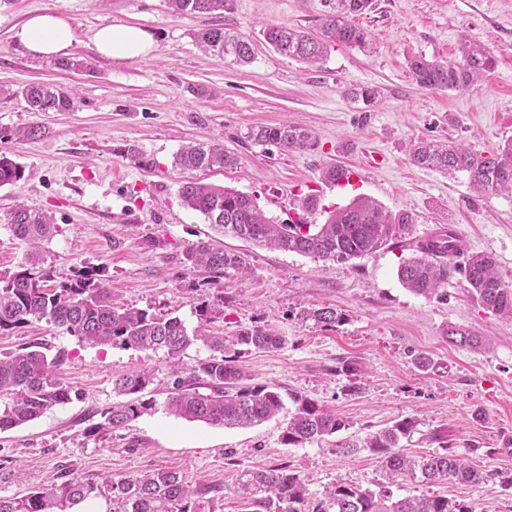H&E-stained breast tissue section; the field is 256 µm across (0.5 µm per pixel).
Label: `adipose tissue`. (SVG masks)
I'll return each mask as SVG.
<instances>
[{
  "instance_id": "ef3b65f1",
  "label": "adipose tissue",
  "mask_w": 512,
  "mask_h": 512,
  "mask_svg": "<svg viewBox=\"0 0 512 512\" xmlns=\"http://www.w3.org/2000/svg\"><path fill=\"white\" fill-rule=\"evenodd\" d=\"M18 42L32 55L69 56L74 35L68 21L56 13L34 14L15 32ZM97 51L117 60L147 57L154 49L152 35L131 24L116 23L101 27L94 35Z\"/></svg>"
}]
</instances>
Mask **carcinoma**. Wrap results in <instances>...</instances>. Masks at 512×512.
<instances>
[{
  "mask_svg": "<svg viewBox=\"0 0 512 512\" xmlns=\"http://www.w3.org/2000/svg\"><path fill=\"white\" fill-rule=\"evenodd\" d=\"M227 0H168L175 15H208L224 11ZM373 0H337L336 9L321 19L319 32L308 34L282 24L263 29L266 42L282 55L304 63L316 64L328 47H362L367 31L354 17L371 9ZM199 48L220 60L231 58L246 65L253 62L255 48L243 36L232 35L221 27L201 28L194 33ZM409 69L422 87L460 90L486 79L495 68V59L479 42L464 39L458 56L452 61L428 60L421 55L408 57ZM33 112H67L73 104V92L45 84H28L16 91ZM0 87V95L16 93ZM46 128L31 124L16 129V141L36 139ZM247 138L258 144H276L284 149L315 147L313 135L299 126L280 125L252 128ZM412 161L441 172H465L473 187L486 195L512 193V141L486 153L476 152L456 142H416L410 149ZM234 156L224 144H191L176 154L174 167L180 172L224 169L233 166ZM25 178V170L5 152H0V187L14 185ZM179 196L189 210L205 217L210 224L234 237L282 251L312 256L323 262L345 263L372 256L402 238L415 218L408 212L389 213L364 196L330 212L324 223L309 221L318 209V200L308 196L301 202L304 216L293 224H278L251 196L221 185L193 179L180 181ZM13 234L31 243L56 232L51 217L42 211L19 205L6 217ZM184 260L193 269L217 276L228 269H245L243 256L205 241L188 245ZM464 276L469 293L485 309L512 317V286L505 284L496 271L494 259L486 254H458V246L449 233L433 237L428 246L398 267L401 283L410 292L429 297L455 274ZM51 269L33 253L25 268L0 273V335L9 334L34 321L45 320L67 334L93 345H112L166 354L175 380L164 407L167 413L189 422L213 427L251 426L269 421L285 412L284 398L271 385L247 382L245 372L235 364L242 347L258 350L280 349L285 343L266 329L253 326L233 336H204L188 333L178 317L157 315L134 307L112 305L110 289L102 271L84 266L73 271L57 287L48 288ZM304 322L334 327L346 316L330 306L300 313ZM448 344L483 349L473 331L448 326ZM202 345L212 352L206 359L188 367L183 357L188 349ZM62 362L57 354L50 359L40 347L30 345L0 357V431L34 421L53 408L72 400L73 387L55 376ZM151 375L133 370L112 380V390L125 400L100 412L96 429L120 431L156 409V400L146 397ZM294 409L282 430L281 443L299 446L324 440L346 427V422L315 401L297 394L289 395ZM418 421L405 417L391 426L359 440L339 444L348 452L367 451L381 464L388 483L411 480L422 484L442 481L484 488L495 479L512 486V477L502 476L474 464L464 456L434 452L418 459L401 452L402 441L417 430ZM111 494L112 512H215L212 488H191L180 470L171 467L147 471L132 478H110L102 483L62 477L49 489H33L14 497H0V512H74V508L102 494ZM248 512H476L463 500L441 495H423L392 500L388 489L375 491L338 482L327 488L323 498L309 501L307 480L285 466L269 469H244L236 485Z\"/></svg>",
  "mask_w": 512,
  "mask_h": 512,
  "instance_id": "carcinoma-1",
  "label": "carcinoma"
}]
</instances>
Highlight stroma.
<instances>
[{
    "label": "stroma",
    "instance_id": "stroma-1",
    "mask_svg": "<svg viewBox=\"0 0 512 512\" xmlns=\"http://www.w3.org/2000/svg\"><path fill=\"white\" fill-rule=\"evenodd\" d=\"M335 4L228 0L218 13L178 16L167 0H0V86L53 83L75 92L68 112H34L21 97L0 96V151L28 174L0 187V271L19 270L36 252L59 281L83 265L103 268L117 307L176 316L188 330L211 336L269 329L284 337L281 349H245L236 358L251 382L306 396L346 422L325 441L288 447L280 417L226 429L178 419L163 407L173 384L163 353L91 345L35 321L0 335V354L47 344L48 356L64 353L57 375L81 396L0 431V496L51 487L64 474L98 482L166 467L180 469L191 487L219 489L216 512H245L234 484L246 468L289 467L307 478L314 498L339 482L374 490L383 480L375 457L344 454L338 444L404 417L419 421L408 455L436 452L431 436L440 432L454 454L512 476V318L486 310L462 278L425 298L397 276L418 240L451 225L470 252L492 255L512 284V195H480L467 174L419 167L408 153L420 138L476 151L512 139V0H374L356 18L369 33L367 46H331L313 66L265 42L267 23L318 32ZM34 11L69 20L71 55L81 69L62 70L57 60L17 43L15 31ZM117 22L152 34L149 58L116 61L97 52L96 30ZM208 26L247 37L254 61L205 55L193 33ZM465 37L493 55L487 80L457 91L414 80L409 55L450 61ZM367 86L379 92L370 109L355 96ZM284 123L311 129L315 147L289 151L246 137L250 128ZM30 124L45 126L46 134L11 140V132ZM214 137L236 163L196 172V179L252 195L277 223L296 221L304 197L333 208L360 194L413 214L415 222L395 248L343 264L221 233L183 207L181 174L173 166L181 147ZM130 147L135 156H127ZM330 164L353 171L352 183L327 189L320 171ZM20 203L52 216L54 235L35 244L15 237L5 218ZM200 240L238 251L246 272L218 278L190 268L183 251ZM202 302L212 308L206 322L196 314ZM321 306L341 311L345 321L330 329L300 320L303 310ZM451 324L474 331L486 350L448 345ZM416 353L433 358L434 369H417ZM134 369L150 372L156 411L126 430L90 432L91 414L117 400L113 377ZM352 385L358 393H349ZM390 491L396 500L436 494L470 502L476 512H512V487L497 483L478 489L403 481Z\"/></svg>",
    "mask_w": 512,
    "mask_h": 512
}]
</instances>
